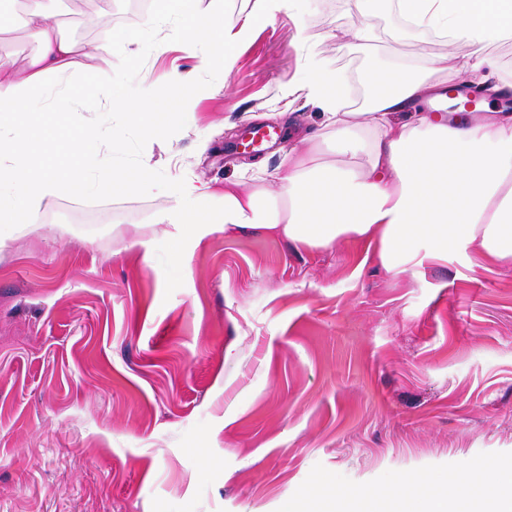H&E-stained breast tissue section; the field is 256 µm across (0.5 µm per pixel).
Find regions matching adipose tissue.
<instances>
[{"mask_svg": "<svg viewBox=\"0 0 512 512\" xmlns=\"http://www.w3.org/2000/svg\"><path fill=\"white\" fill-rule=\"evenodd\" d=\"M11 2L33 50L21 59L0 53V224L40 223L52 197L160 187L170 204L156 223L175 244L187 236L203 241L219 224L227 233L259 230L309 250L372 240L381 265L396 274L460 245L490 261L512 259V113L439 109L447 100L441 85L450 79L484 96L512 89L487 52L488 44L512 36V0H393L409 26L443 33L452 45L466 43L470 53L447 52L421 72L369 69L371 93L358 111L342 110L347 88L336 74L309 70L302 88L326 132L289 152L276 182L255 188L194 178L162 187L149 158L115 163L116 139L82 112L96 84L70 83L76 48L53 20L55 0ZM201 2L160 0L136 33L113 36L94 52L108 57L121 43L160 51L182 38L229 61L286 6V0H257L254 11L220 29L221 0L207 9ZM214 90L194 71L175 70L142 99H113L111 110L148 138L170 139L187 125L195 101ZM423 101L434 111L419 110ZM415 493L427 512H484L490 503L496 512H512V472H468L440 489L423 479Z\"/></svg>", "mask_w": 512, "mask_h": 512, "instance_id": "adipose-tissue-1", "label": "adipose tissue"}]
</instances>
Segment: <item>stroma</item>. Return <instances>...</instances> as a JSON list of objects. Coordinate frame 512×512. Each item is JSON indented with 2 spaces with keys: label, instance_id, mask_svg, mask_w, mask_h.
Returning <instances> with one entry per match:
<instances>
[{
  "label": "stroma",
  "instance_id": "stroma-1",
  "mask_svg": "<svg viewBox=\"0 0 512 512\" xmlns=\"http://www.w3.org/2000/svg\"><path fill=\"white\" fill-rule=\"evenodd\" d=\"M130 0H58L78 42L134 31ZM351 0L278 13L232 68L189 49L90 59V111L138 160L145 138L113 119L173 68L220 92L200 100L159 181L273 179L324 131L299 79L342 71L344 106L369 65L417 66L443 44L388 6L379 39L345 36ZM168 204L155 192L54 197L38 224H6L0 252V512H344L342 493L467 471L512 470V260L476 250L386 271L374 247L299 250L215 231L123 249Z\"/></svg>",
  "mask_w": 512,
  "mask_h": 512
}]
</instances>
